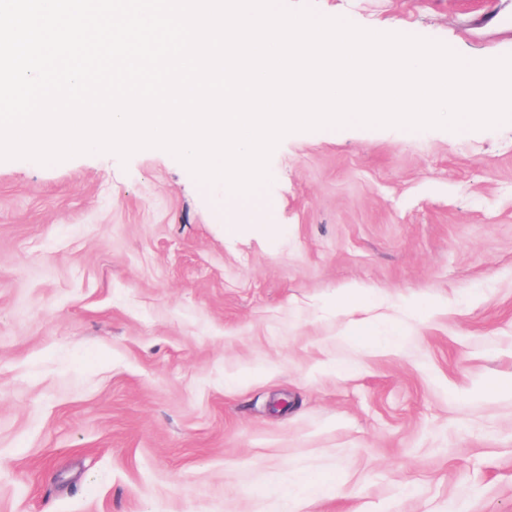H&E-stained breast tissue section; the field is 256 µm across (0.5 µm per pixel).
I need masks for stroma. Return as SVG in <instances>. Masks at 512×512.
<instances>
[{"label":"stroma","instance_id":"1","mask_svg":"<svg viewBox=\"0 0 512 512\" xmlns=\"http://www.w3.org/2000/svg\"><path fill=\"white\" fill-rule=\"evenodd\" d=\"M283 2L512 55V0ZM269 173L250 222L158 148L0 161V512H512V122Z\"/></svg>","mask_w":512,"mask_h":512}]
</instances>
